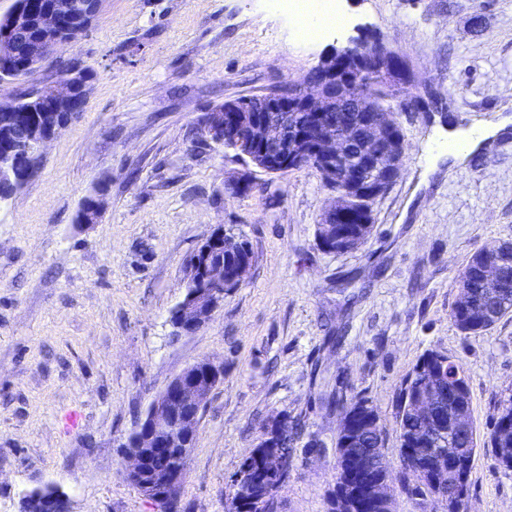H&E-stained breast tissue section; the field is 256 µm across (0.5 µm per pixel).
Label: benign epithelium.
Listing matches in <instances>:
<instances>
[{
  "label": "benign epithelium",
  "instance_id": "obj_1",
  "mask_svg": "<svg viewBox=\"0 0 512 512\" xmlns=\"http://www.w3.org/2000/svg\"><path fill=\"white\" fill-rule=\"evenodd\" d=\"M102 0H28L17 3L6 20L0 22V49L15 46L17 34L31 29V20L37 19L43 36H33L25 44L28 64L46 56L47 39L67 36L77 40L85 31L87 19L99 12ZM359 39L349 38L345 46L334 50L306 76L303 84L290 85L288 90L268 94L257 101H245L205 113L200 126L217 144L233 142V148L257 168L273 173L288 171L309 160L326 179L336 186L334 204L325 211L318 234V242L326 251H334L333 225L342 223L347 215V200L363 204L367 214L373 202L401 175L405 163V143L394 112L411 109L421 99L412 92L413 77L406 60L385 44H378L368 52L369 58L354 55ZM370 65L380 79L405 88L400 104L381 109L369 106L370 94L361 81L359 70ZM82 68L79 63L60 74L52 84L53 106L60 105L77 110L81 101L76 88ZM344 111L347 119L341 126L326 119V113ZM55 133L49 132L39 142L37 156L30 158L9 150L0 155V179L13 182L19 188L26 176L42 159L47 144ZM360 142L357 163H347L350 145ZM252 260L240 259L231 268L224 262L208 261L202 266L204 288L189 291L176 306L185 328L194 332L201 328L211 313L219 306L214 287L224 283H243ZM224 376V366L213 361L198 362L179 373L151 402L134 434L128 436L122 447L126 448L123 473L146 476L139 491L154 501L161 512H178L183 482V467L179 463L162 467L150 465L158 454H166L181 439L197 436L199 413L211 391ZM450 394V387L443 377L433 379L423 393L416 396L412 409L423 422L421 433L438 434L436 419ZM346 460L364 466L373 460L381 465L386 478L366 479L354 492L365 496L377 505L386 507L394 501V486L388 478L390 467L385 464L384 448L369 449L368 456L354 452ZM295 467L293 456L273 451L268 458L267 471L283 487ZM448 464L430 477V484L437 491L435 498L448 506V512H464L470 492L460 477L456 481L457 493L452 500L443 498L438 491L447 484ZM256 483L248 474L235 478L236 503L252 495ZM27 512H70L69 498L53 484H43L25 493Z\"/></svg>",
  "mask_w": 512,
  "mask_h": 512
}]
</instances>
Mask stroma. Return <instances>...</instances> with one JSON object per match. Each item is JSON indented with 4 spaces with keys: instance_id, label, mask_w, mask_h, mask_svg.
Listing matches in <instances>:
<instances>
[{
    "instance_id": "35a3bbf8",
    "label": "stroma",
    "mask_w": 512,
    "mask_h": 512,
    "mask_svg": "<svg viewBox=\"0 0 512 512\" xmlns=\"http://www.w3.org/2000/svg\"><path fill=\"white\" fill-rule=\"evenodd\" d=\"M340 9L347 26L308 41L287 0H103L82 37L57 46L93 78L38 172L0 202V512H22L46 483L71 512H156L125 479L122 444L203 360L224 376L199 414L180 512H227L232 477L284 416L304 428L278 512H328L337 395L372 401L397 465V394L429 349L463 364L487 437L512 388V314L468 335L449 313L468 256L512 242V131L454 167L435 131L452 115L466 126L512 116V0ZM359 25L404 57L423 104L396 114L405 166L373 206L370 237L329 253L316 229L334 194L319 172H264L203 136L199 119L302 83ZM96 194L99 220L77 223ZM221 225L248 241V277L204 327L174 335L187 261ZM470 481L468 512H512V471L491 447Z\"/></svg>"
}]
</instances>
